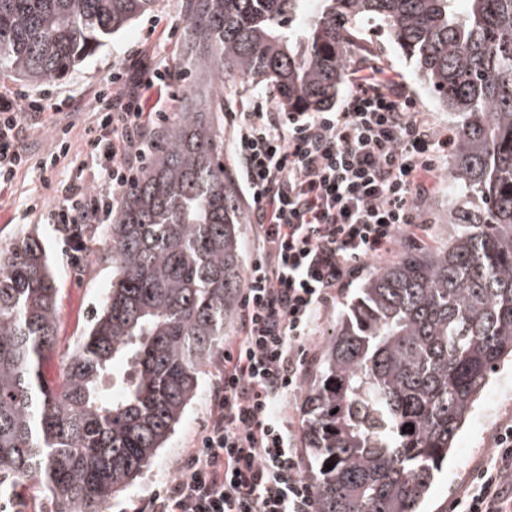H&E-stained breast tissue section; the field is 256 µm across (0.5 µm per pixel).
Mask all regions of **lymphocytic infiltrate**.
<instances>
[{
  "label": "lymphocytic infiltrate",
  "mask_w": 512,
  "mask_h": 512,
  "mask_svg": "<svg viewBox=\"0 0 512 512\" xmlns=\"http://www.w3.org/2000/svg\"><path fill=\"white\" fill-rule=\"evenodd\" d=\"M148 72L114 73L110 89L96 95L83 152L93 183L58 184L50 223H106L149 163L145 137L168 115L146 109ZM349 80L335 112H274L256 97L230 115L257 253L208 424L175 478L152 492L148 512H315L285 409L301 384L305 344L350 274L426 232L417 201L432 191L449 146L434 140L415 100L383 68L357 66ZM48 108L22 90L0 94V187L30 161L25 120ZM451 512H512V423L497 429Z\"/></svg>",
  "instance_id": "lymphocytic-infiltrate-1"
}]
</instances>
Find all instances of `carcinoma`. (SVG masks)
Here are the masks:
<instances>
[{
	"label": "carcinoma",
	"instance_id": "carcinoma-1",
	"mask_svg": "<svg viewBox=\"0 0 512 512\" xmlns=\"http://www.w3.org/2000/svg\"><path fill=\"white\" fill-rule=\"evenodd\" d=\"M154 3L0 0V76L63 78ZM369 20L455 118L453 196L439 245L401 249L343 303L303 408L316 512H420L512 359V0H192L189 18L216 91L226 76L270 84L296 112L336 98ZM209 105L168 124L101 227L112 281L75 347L56 346L60 288L39 234L0 245V482L37 483L56 512H106L224 359L245 289L242 208L224 100Z\"/></svg>",
	"mask_w": 512,
	"mask_h": 512
}]
</instances>
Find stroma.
Segmentation results:
<instances>
[{
  "mask_svg": "<svg viewBox=\"0 0 512 512\" xmlns=\"http://www.w3.org/2000/svg\"><path fill=\"white\" fill-rule=\"evenodd\" d=\"M190 10V0H156L152 11L141 16L128 29L114 34L72 74L33 87L34 92L45 95L50 108L41 123L28 127L26 131L25 146L34 162L33 167L22 170L11 188L0 191V243L10 242L28 231L39 233L43 238L52 270L62 290L57 327L60 349L71 347L78 336L85 334L112 281V266L99 263L82 271L72 265L71 243L66 241L57 225L48 221L54 193L45 189L36 162L53 148L56 129L71 126L72 149L68 156L60 158L51 172L52 179L56 182L91 183V173L84 166L81 155L86 140L85 129L90 123V103L95 94L105 87L113 72H131L134 57H141L151 66L177 73V80L169 88L152 87L145 91L146 97L158 102L168 115L183 111L187 98L194 93L208 94L209 88L190 49ZM363 34L372 52L367 57L354 54V62L370 59L403 80L434 137L448 135V113L421 84L401 51L387 40L375 23H366ZM447 173L448 161L440 159L436 171L437 189L420 209L421 221L429 226L424 240L431 244L439 240L441 219L448 211L451 198ZM35 198L42 200L43 208L32 212L28 205ZM360 282V277H352L325 310L318 333L309 346L308 359L302 367L303 387L288 398V410L295 423L303 421L306 388L320 367L325 344L336 332L343 303ZM218 378L217 370L212 368L202 374L198 393L165 448L160 449L151 465L130 486L114 495L107 512H143L150 492L162 488L166 480L176 475L210 416L211 395ZM510 420L512 366L507 364L500 367L479 408L461 433L455 453L424 507L425 512H439L444 502L454 501L462 495L474 469L485 461L496 428Z\"/></svg>",
  "mask_w": 512,
  "mask_h": 512,
  "instance_id": "1",
  "label": "stroma"
}]
</instances>
